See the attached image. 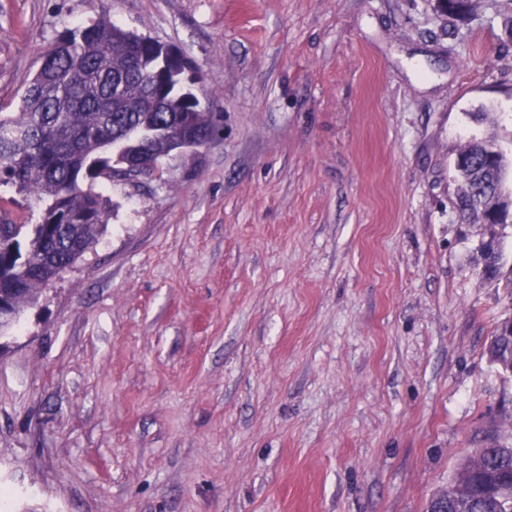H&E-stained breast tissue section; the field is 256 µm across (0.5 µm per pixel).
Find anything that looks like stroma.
<instances>
[{
	"mask_svg": "<svg viewBox=\"0 0 512 512\" xmlns=\"http://www.w3.org/2000/svg\"><path fill=\"white\" fill-rule=\"evenodd\" d=\"M102 17L194 63L216 135L99 182L0 349L6 512H427L512 441V224L453 207L471 137L512 150V0H0V113ZM492 241L495 242V247L486 246L485 243L482 244L481 255L483 256L484 265H483V274L488 279L499 280L500 278L506 276V279L509 283L507 286L512 283V268L509 273L506 275L502 271V268L499 264V255L501 244L500 241L495 238H491ZM504 323L496 325L488 347V355L490 361L496 360L504 365H508L512 354V340L510 336L502 334L501 328ZM506 353L509 355V359L506 358Z\"/></svg>",
	"mask_w": 512,
	"mask_h": 512,
	"instance_id": "1",
	"label": "stroma"
}]
</instances>
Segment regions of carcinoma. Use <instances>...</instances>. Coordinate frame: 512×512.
<instances>
[{
	"label": "carcinoma",
	"mask_w": 512,
	"mask_h": 512,
	"mask_svg": "<svg viewBox=\"0 0 512 512\" xmlns=\"http://www.w3.org/2000/svg\"><path fill=\"white\" fill-rule=\"evenodd\" d=\"M21 98L20 110L0 113V183L41 204L40 221L17 224L0 216V300L20 314L35 305L60 269L75 264L98 240L107 221V200L95 190L115 167L137 166L168 154L173 141L213 131V113L196 103L192 77L162 46L108 19L63 31L45 53ZM495 146L472 140L457 156L470 159L459 172L456 212L462 223L496 225L506 206L486 210L487 193L504 191L501 171L512 168ZM501 244L482 246L483 274L512 283L499 264ZM512 338L498 324L489 359L508 364ZM512 482V445L494 441L469 455L448 484V510L460 489L464 512H512V497L499 487Z\"/></svg>",
	"instance_id": "cac0c4a2"
}]
</instances>
